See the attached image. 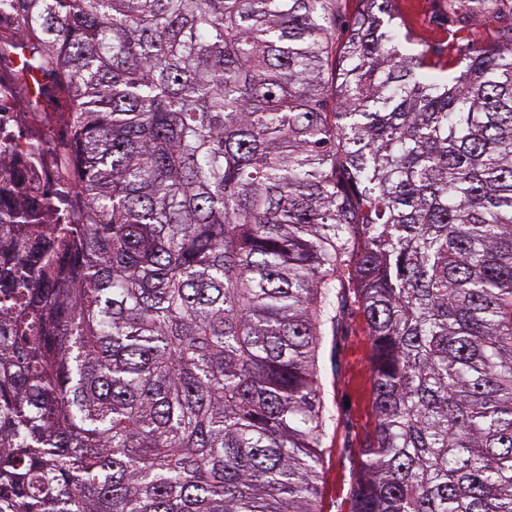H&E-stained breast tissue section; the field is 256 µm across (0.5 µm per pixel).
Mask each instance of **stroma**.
Segmentation results:
<instances>
[{"label":"stroma","mask_w":512,"mask_h":512,"mask_svg":"<svg viewBox=\"0 0 512 512\" xmlns=\"http://www.w3.org/2000/svg\"><path fill=\"white\" fill-rule=\"evenodd\" d=\"M396 10L411 35L405 50L414 53L430 46L440 76L454 72L459 47H494L504 29L512 26V0H501V17L490 22L473 12L449 14L448 0H396ZM369 356L363 318L348 310L339 333L327 336L323 346L324 398L337 418L328 428L322 450L318 512H349L351 506L358 450L374 426Z\"/></svg>","instance_id":"obj_1"}]
</instances>
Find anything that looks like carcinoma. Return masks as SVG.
<instances>
[{"label":"carcinoma","instance_id":"obj_1","mask_svg":"<svg viewBox=\"0 0 512 512\" xmlns=\"http://www.w3.org/2000/svg\"><path fill=\"white\" fill-rule=\"evenodd\" d=\"M348 2L0 0L68 128L0 133V512H317L350 297V512H512V34ZM511 1H501L500 19L489 22L475 12L461 11L463 17L448 14V0H396L398 22L404 23L403 31L412 39L404 43V49L414 53L429 45L434 50L432 62L437 64L432 73L449 76L456 70L460 46L487 49L499 42L503 29L512 25ZM370 341L354 307L336 336L323 346L322 379L326 403L337 413L322 448L316 508L348 512L358 464V450L374 426L369 371ZM349 400L350 407H345Z\"/></svg>","mask_w":512,"mask_h":512}]
</instances>
